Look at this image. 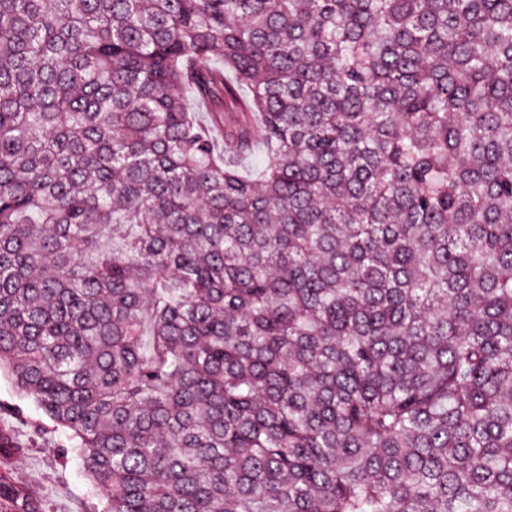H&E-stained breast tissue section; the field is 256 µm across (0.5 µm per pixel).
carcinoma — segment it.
I'll list each match as a JSON object with an SVG mask.
<instances>
[{
    "label": "carcinoma",
    "instance_id": "cac0c4a2",
    "mask_svg": "<svg viewBox=\"0 0 512 512\" xmlns=\"http://www.w3.org/2000/svg\"><path fill=\"white\" fill-rule=\"evenodd\" d=\"M2 367L105 512H512V0H0Z\"/></svg>",
    "mask_w": 512,
    "mask_h": 512
}]
</instances>
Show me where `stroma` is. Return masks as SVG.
<instances>
[{"label":"stroma","mask_w":512,"mask_h":512,"mask_svg":"<svg viewBox=\"0 0 512 512\" xmlns=\"http://www.w3.org/2000/svg\"><path fill=\"white\" fill-rule=\"evenodd\" d=\"M0 404L5 407L0 426L10 427L24 447L22 454L7 461L11 481L39 498L44 512H102L104 503L77 458L57 456L55 448L63 435L52 432L50 422L4 371L0 372ZM14 406L21 408V415L11 414Z\"/></svg>","instance_id":"35a3bbf8"}]
</instances>
